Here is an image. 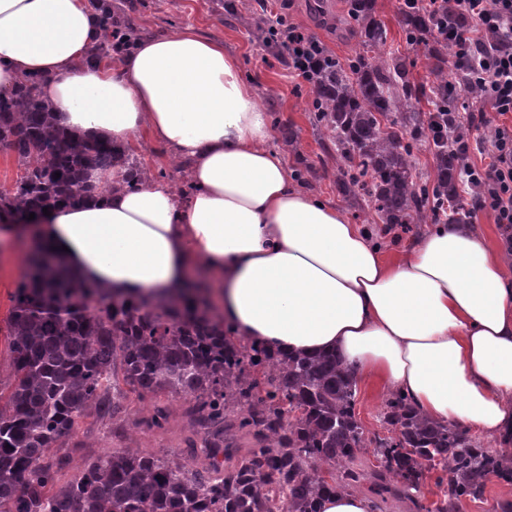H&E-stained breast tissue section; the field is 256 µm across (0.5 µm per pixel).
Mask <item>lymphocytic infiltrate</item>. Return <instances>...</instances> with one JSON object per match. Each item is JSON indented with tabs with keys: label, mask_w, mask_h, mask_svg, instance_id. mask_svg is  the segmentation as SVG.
Here are the masks:
<instances>
[{
	"label": "lymphocytic infiltrate",
	"mask_w": 512,
	"mask_h": 512,
	"mask_svg": "<svg viewBox=\"0 0 512 512\" xmlns=\"http://www.w3.org/2000/svg\"><path fill=\"white\" fill-rule=\"evenodd\" d=\"M459 13L473 22L468 32L449 30L448 39L458 47L454 66L474 75L484 101L494 117L483 112L466 115L469 128L488 157L481 169L483 194L474 198L476 209H490L497 224L512 229V0H454ZM280 54L288 67L305 82L328 59L324 45L297 26L279 19L276 27Z\"/></svg>",
	"instance_id": "f902f5d3"
}]
</instances>
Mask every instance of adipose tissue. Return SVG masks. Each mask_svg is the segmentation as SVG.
I'll return each mask as SVG.
<instances>
[{
	"label": "adipose tissue",
	"mask_w": 512,
	"mask_h": 512,
	"mask_svg": "<svg viewBox=\"0 0 512 512\" xmlns=\"http://www.w3.org/2000/svg\"><path fill=\"white\" fill-rule=\"evenodd\" d=\"M90 0H0V92L42 76L67 132L125 145L148 133L197 190L153 181L4 224L0 240L57 251L87 283L164 297L202 271L238 338L341 353L429 419L512 446V268L467 224H437L389 261L361 225L303 194L237 57L186 28L119 60Z\"/></svg>",
	"instance_id": "adipose-tissue-1"
}]
</instances>
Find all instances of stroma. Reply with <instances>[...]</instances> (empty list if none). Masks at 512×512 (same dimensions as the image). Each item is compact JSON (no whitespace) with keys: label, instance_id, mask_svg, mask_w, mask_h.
Returning <instances> with one entry per match:
<instances>
[{"label":"stroma","instance_id":"1","mask_svg":"<svg viewBox=\"0 0 512 512\" xmlns=\"http://www.w3.org/2000/svg\"><path fill=\"white\" fill-rule=\"evenodd\" d=\"M126 15L145 35L177 31L193 27L200 34L216 37L225 49L240 61L244 78L252 84L269 123L271 142L282 146L283 131L292 128L296 151L285 152L289 170L309 163L314 172L299 180L300 189L340 207L352 223L362 225L379 244L387 257H394L407 244L426 230L422 224H397L393 229L374 223L368 212L357 209L336 190V149L327 129L316 127L309 116L312 111L311 87L288 70L286 57L264 48L249 34L237 15L221 6L219 0H126ZM252 13L267 19L286 15L289 22L318 37L332 56L347 61L361 48L352 37L344 18L347 0H246ZM356 415L366 432L384 434L380 411L387 396L368 380L357 382ZM158 401L157 396L129 394L124 411L111 426L101 425L95 418L79 419L76 432L63 453L68 459V475L79 474L87 459L120 448H139L158 457H175L186 445L191 432L183 416L189 402L169 398L173 411L161 428L148 426Z\"/></svg>","mask_w":512,"mask_h":512}]
</instances>
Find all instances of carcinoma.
<instances>
[{
	"mask_svg": "<svg viewBox=\"0 0 512 512\" xmlns=\"http://www.w3.org/2000/svg\"><path fill=\"white\" fill-rule=\"evenodd\" d=\"M102 40L92 58L119 56L140 40L112 0L94 4ZM406 41L423 49L431 108L414 104L424 87L410 80L415 61L371 56L385 29L374 0H349L348 17L364 51L347 63L328 60L315 76L314 124L332 133L342 162L336 186L352 204L384 224H423L466 216V198L483 190L466 175L468 130L454 121L453 101L478 89L465 74L448 80L455 48L439 33L465 28L468 19L448 3L427 12L399 3ZM246 26L275 46L264 18ZM429 139L437 180L413 173L414 150ZM0 146L22 169L0 192V224L44 217L43 208L83 202L95 192L137 189L152 179L130 149L64 133L40 98V80L20 79L0 94ZM123 165L129 178L98 188L93 170ZM11 378L0 390V512H317L328 492H351L371 478L385 501L396 491L390 477L416 488L425 468H445L434 508L457 512L464 500L483 497L490 477L512 482L505 455L458 426L423 416L400 392L386 398L382 422L393 435L368 438L355 412L357 378L335 353L282 358L235 338L207 301L182 291L176 298L124 299L69 275L61 262L25 261L7 319ZM129 392L193 396L190 425L203 434L206 463L159 458L137 450L90 458L66 477V447L77 419L109 418ZM254 436L260 447L238 456L230 431ZM372 448L380 469L356 470L357 455ZM236 461L231 470L224 462Z\"/></svg>",
	"mask_w": 512,
	"mask_h": 512,
	"instance_id": "cac0c4a2",
	"label": "carcinoma"
}]
</instances>
